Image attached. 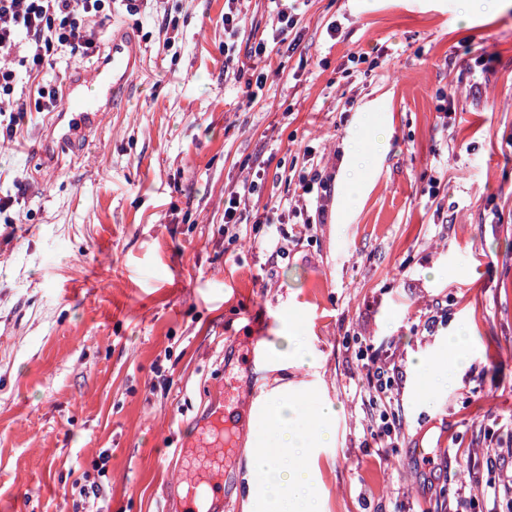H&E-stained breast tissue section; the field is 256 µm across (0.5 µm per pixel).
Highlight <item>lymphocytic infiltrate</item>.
Returning a JSON list of instances; mask_svg holds the SVG:
<instances>
[{
    "label": "lymphocytic infiltrate",
    "mask_w": 512,
    "mask_h": 512,
    "mask_svg": "<svg viewBox=\"0 0 512 512\" xmlns=\"http://www.w3.org/2000/svg\"><path fill=\"white\" fill-rule=\"evenodd\" d=\"M106 0H0V104L9 112V122L0 135L12 137L16 126L30 111L58 110V87L40 86L34 99L15 96L20 72L38 74L54 68L55 56L65 47L97 51L95 26ZM331 176L319 170L301 175L299 201H316L314 214L306 215L304 228L326 221L323 201L331 193Z\"/></svg>",
    "instance_id": "1"
}]
</instances>
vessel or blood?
Wrapping results in <instances>:
<instances>
[{"mask_svg": "<svg viewBox=\"0 0 512 512\" xmlns=\"http://www.w3.org/2000/svg\"><path fill=\"white\" fill-rule=\"evenodd\" d=\"M140 67V50L132 35L112 34L107 56L95 67L92 78L75 76L66 81L59 112L48 120L40 155L53 162L63 153L86 147L98 129L103 112L130 82ZM222 416L199 422L197 435L185 441L180 456L185 463L180 484L185 492L186 512H219L225 477L235 460L231 440L225 439Z\"/></svg>", "mask_w": 512, "mask_h": 512, "instance_id": "vessel-or-blood-1", "label": "vessel or blood"}]
</instances>
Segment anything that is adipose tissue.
Segmentation results:
<instances>
[{
  "label": "adipose tissue",
  "instance_id": "1",
  "mask_svg": "<svg viewBox=\"0 0 512 512\" xmlns=\"http://www.w3.org/2000/svg\"><path fill=\"white\" fill-rule=\"evenodd\" d=\"M336 413L330 403L309 408L301 390L288 383L260 399L256 422L269 441L247 456L245 512H322L311 458L315 446L333 440Z\"/></svg>",
  "mask_w": 512,
  "mask_h": 512
}]
</instances>
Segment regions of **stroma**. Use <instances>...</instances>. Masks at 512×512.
I'll list each match as a JSON object with an SVG mask.
<instances>
[{
  "label": "stroma",
  "mask_w": 512,
  "mask_h": 512,
  "mask_svg": "<svg viewBox=\"0 0 512 512\" xmlns=\"http://www.w3.org/2000/svg\"><path fill=\"white\" fill-rule=\"evenodd\" d=\"M224 3L132 15L114 0L99 49L129 31L141 69L82 155L44 164L43 112L0 142V198L21 218L0 216V512H181L173 450L231 378L224 512H244L265 439L251 406L282 378L338 409L314 454L324 512H503L464 483L489 456L495 480L512 474L498 431L512 418V0H300L295 49L265 57L252 48L271 37L269 0H240L235 56L267 76L253 98L224 72ZM377 140L353 183L355 143ZM308 149L333 177L326 221L289 218L276 258L261 219L293 199ZM249 178L225 237L224 201ZM461 325L472 360L431 388L415 361L436 362ZM290 328L313 365L268 368ZM369 347L402 371V426L380 448L363 434L380 411L356 392Z\"/></svg>",
  "instance_id": "1"
}]
</instances>
